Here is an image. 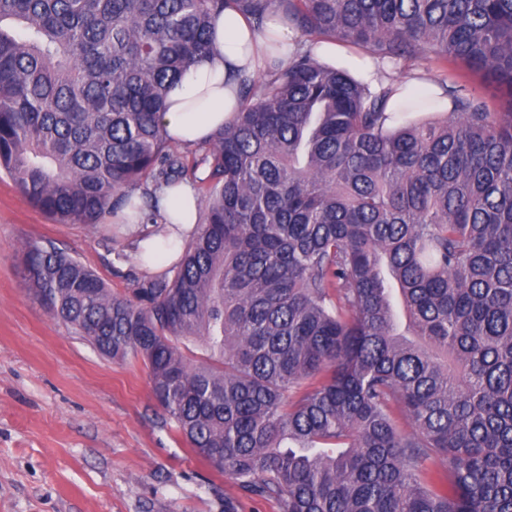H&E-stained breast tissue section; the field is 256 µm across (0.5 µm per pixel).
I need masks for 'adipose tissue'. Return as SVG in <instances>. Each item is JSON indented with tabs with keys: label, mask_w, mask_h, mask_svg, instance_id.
<instances>
[{
	"label": "adipose tissue",
	"mask_w": 512,
	"mask_h": 512,
	"mask_svg": "<svg viewBox=\"0 0 512 512\" xmlns=\"http://www.w3.org/2000/svg\"><path fill=\"white\" fill-rule=\"evenodd\" d=\"M293 40V32L277 22H269L267 31L260 33L235 9L219 14L208 56L192 65L169 91L162 122L172 142L188 147L208 143L239 107L237 74L259 73L274 44L288 49ZM198 203L192 184L164 189L157 228L137 241V257L151 273H162L177 261L184 238L195 230Z\"/></svg>",
	"instance_id": "adipose-tissue-1"
}]
</instances>
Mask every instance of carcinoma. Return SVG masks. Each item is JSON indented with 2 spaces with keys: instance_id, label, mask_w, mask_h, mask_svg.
Segmentation results:
<instances>
[{
  "instance_id": "obj_1",
  "label": "carcinoma",
  "mask_w": 512,
  "mask_h": 512,
  "mask_svg": "<svg viewBox=\"0 0 512 512\" xmlns=\"http://www.w3.org/2000/svg\"><path fill=\"white\" fill-rule=\"evenodd\" d=\"M229 6L512 96V0H0V171L35 208L95 228L138 189L147 225L161 187L205 188L163 274L115 293L27 242L30 294L276 512H512V107L455 85L403 121L298 46L189 161L161 116ZM470 92L483 101L490 112H507V96L502 89L482 75H471L466 79Z\"/></svg>"
}]
</instances>
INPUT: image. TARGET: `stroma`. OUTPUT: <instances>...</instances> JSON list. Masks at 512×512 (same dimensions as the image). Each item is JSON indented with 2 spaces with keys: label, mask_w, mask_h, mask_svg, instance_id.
<instances>
[{
  "label": "stroma",
  "mask_w": 512,
  "mask_h": 512,
  "mask_svg": "<svg viewBox=\"0 0 512 512\" xmlns=\"http://www.w3.org/2000/svg\"><path fill=\"white\" fill-rule=\"evenodd\" d=\"M427 56L383 76L457 81ZM49 242L117 293L141 273L122 229L60 224L0 175V512H224L239 497L182 441L142 365L103 357L28 291L19 248Z\"/></svg>",
  "instance_id": "1"
}]
</instances>
